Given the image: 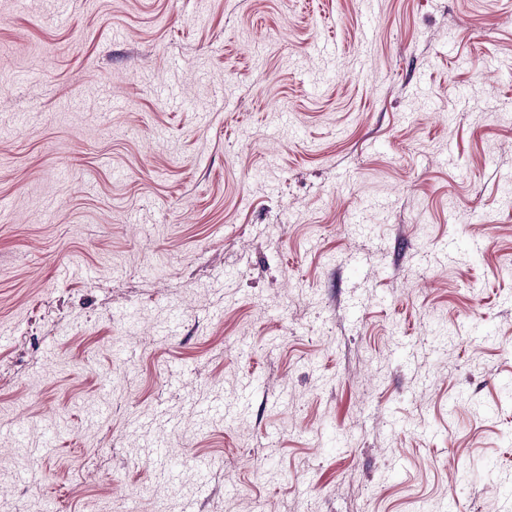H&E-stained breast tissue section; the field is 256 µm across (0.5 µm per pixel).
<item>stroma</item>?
Returning <instances> with one entry per match:
<instances>
[{
	"label": "stroma",
	"instance_id": "stroma-1",
	"mask_svg": "<svg viewBox=\"0 0 512 512\" xmlns=\"http://www.w3.org/2000/svg\"><path fill=\"white\" fill-rule=\"evenodd\" d=\"M512 0H0V512H512Z\"/></svg>",
	"mask_w": 512,
	"mask_h": 512
}]
</instances>
